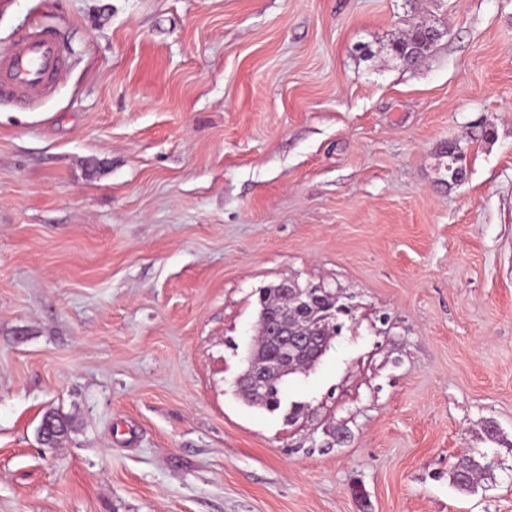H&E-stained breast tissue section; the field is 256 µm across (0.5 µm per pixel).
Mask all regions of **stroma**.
Instances as JSON below:
<instances>
[{
  "label": "stroma",
  "mask_w": 512,
  "mask_h": 512,
  "mask_svg": "<svg viewBox=\"0 0 512 512\" xmlns=\"http://www.w3.org/2000/svg\"><path fill=\"white\" fill-rule=\"evenodd\" d=\"M38 28L69 64L0 100V512H512V0H0V49ZM284 280L350 312L271 413L236 379ZM422 28L434 29L435 27H417L406 37L393 41L389 46L391 56L407 66L420 64L436 43L429 41L427 36L421 34ZM445 154L448 156V173L452 183L457 182V178L462 175L467 168L466 156L456 142H448L445 148ZM477 453L479 458L475 451L461 454L449 471L451 483L461 493L475 492L479 481L494 478V461L484 453Z\"/></svg>",
  "instance_id": "stroma-1"
}]
</instances>
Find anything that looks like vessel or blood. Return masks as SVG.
Returning a JSON list of instances; mask_svg holds the SVG:
<instances>
[{
  "mask_svg": "<svg viewBox=\"0 0 512 512\" xmlns=\"http://www.w3.org/2000/svg\"><path fill=\"white\" fill-rule=\"evenodd\" d=\"M68 65L63 42L40 29L0 52V98L29 104L50 97Z\"/></svg>",
  "mask_w": 512,
  "mask_h": 512,
  "instance_id": "1",
  "label": "vessel or blood"
}]
</instances>
